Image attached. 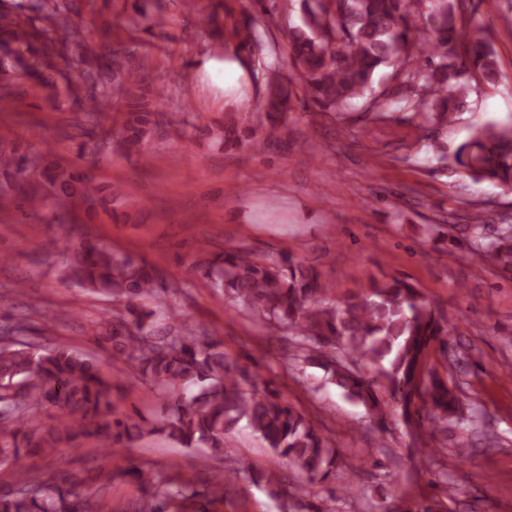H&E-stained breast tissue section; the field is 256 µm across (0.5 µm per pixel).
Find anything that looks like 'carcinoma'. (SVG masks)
Here are the masks:
<instances>
[{"instance_id":"obj_1","label":"carcinoma","mask_w":512,"mask_h":512,"mask_svg":"<svg viewBox=\"0 0 512 512\" xmlns=\"http://www.w3.org/2000/svg\"><path fill=\"white\" fill-rule=\"evenodd\" d=\"M468 0H299L301 24L288 30L289 55L266 66L269 88L266 112L224 118L209 130L218 145L244 143L264 150L275 126L288 124V114L311 105L323 112H348L359 99L365 111L382 117L391 105L413 112L416 127L454 122L460 101L480 94L498 81L496 55L485 36L487 26L473 17ZM239 47L258 44L247 16L233 24ZM391 69L390 84L379 91L374 76ZM125 109L119 140L124 152L145 163L157 157L146 145L161 103L138 72L123 74ZM455 167L475 181L512 188V123H486L458 143L451 155ZM25 160L0 156L3 196L14 194L37 211L56 200L92 217L112 214L121 192L102 185L78 164H46L39 172L45 192L24 190L10 180ZM466 240L478 256L512 276V225L495 224L487 235L484 211L467 215ZM65 278L89 291L125 301L124 309L103 317L95 340L130 363L138 379L170 398L167 415L148 422L117 414L113 400L124 382L105 373L95 359L66 345L52 348L27 340L23 320L0 330V468L23 456L48 455L78 440L97 447L130 448L145 436L161 434L185 448H210L224 454V435L246 420L273 452L305 471L311 479L336 472L338 452L300 411L279 392L257 386V375L224 356L217 341H203L197 330L176 336L151 334L153 312L142 301L166 290L164 276L143 259L118 255L96 243L66 248ZM194 266L231 296L258 322L276 333L300 338L302 357L318 362L331 383L363 405L373 422L385 427L392 413L407 426L448 432V423L463 419L464 397L450 377L430 366L434 351L462 363L453 344L455 330L442 311L430 304L414 284L393 278H370L340 306L321 301L331 288L313 266L286 257L270 261L248 253L225 251ZM381 367L383 381L363 373L358 363ZM58 409L54 423L42 412ZM128 474L143 496L130 512H165L179 503L194 512L187 495L172 479L157 480L141 465ZM236 474L219 470L208 480L207 503L224 501ZM112 480L59 470L52 480L36 469L8 489L0 488V512H100L91 496L71 499L70 487Z\"/></svg>"}]
</instances>
